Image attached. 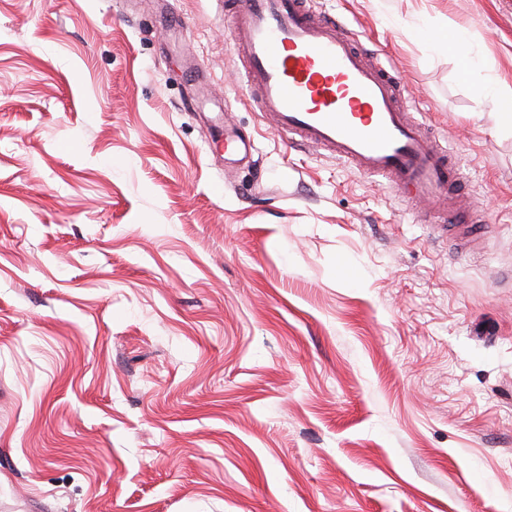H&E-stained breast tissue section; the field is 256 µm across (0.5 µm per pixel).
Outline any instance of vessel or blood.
Returning <instances> with one entry per match:
<instances>
[{
	"label": "vessel or blood",
	"instance_id": "obj_1",
	"mask_svg": "<svg viewBox=\"0 0 512 512\" xmlns=\"http://www.w3.org/2000/svg\"><path fill=\"white\" fill-rule=\"evenodd\" d=\"M232 48L262 117L291 144L383 179L468 228L451 207L461 168L409 112L387 68L308 0H236Z\"/></svg>",
	"mask_w": 512,
	"mask_h": 512
}]
</instances>
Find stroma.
I'll use <instances>...</instances> for the list:
<instances>
[{
	"mask_svg": "<svg viewBox=\"0 0 512 512\" xmlns=\"http://www.w3.org/2000/svg\"><path fill=\"white\" fill-rule=\"evenodd\" d=\"M316 7L473 238L289 147L230 0H0V512H512V0Z\"/></svg>",
	"mask_w": 512,
	"mask_h": 512,
	"instance_id": "stroma-1",
	"label": "stroma"
}]
</instances>
